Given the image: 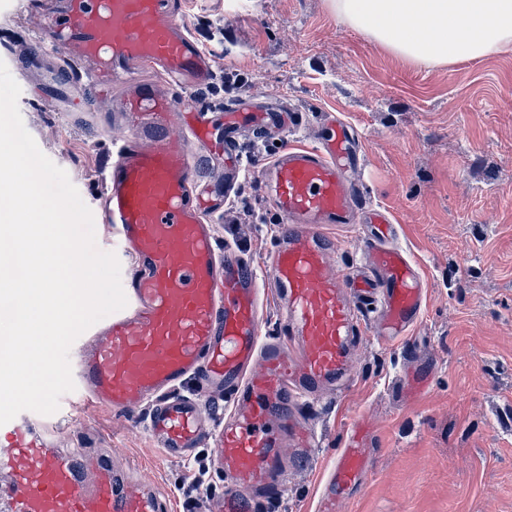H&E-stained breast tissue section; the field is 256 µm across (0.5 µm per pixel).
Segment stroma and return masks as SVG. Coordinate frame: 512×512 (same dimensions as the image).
I'll use <instances>...</instances> for the list:
<instances>
[{
  "mask_svg": "<svg viewBox=\"0 0 512 512\" xmlns=\"http://www.w3.org/2000/svg\"><path fill=\"white\" fill-rule=\"evenodd\" d=\"M62 4L0 0V60L21 87L25 128L67 172L93 213L97 248L116 253L126 277L135 264L117 227L103 221L102 172L129 131L113 120L118 96H94L69 72L46 80L59 59L41 51L36 31ZM181 21L215 62L212 84L194 93L210 121L245 98L302 115L277 140L242 133L241 155L261 160L280 144L314 143L330 112L356 127L361 190L394 216L428 284L420 323L398 342L380 343L367 315L347 391L325 393L302 412L314 456L288 457V480L264 512H317L322 474L355 420L370 430L369 466L341 512H512V48L417 67L338 19L328 0H183ZM245 208L250 223H236ZM211 223L219 246L258 265L284 226L255 170L236 178ZM416 360L427 387L409 394ZM149 410L113 412L77 389L55 414L25 417L54 447L108 454L155 484L163 512H182L189 501L210 512L224 494L211 440L190 459L164 458L148 433Z\"/></svg>",
  "mask_w": 512,
  "mask_h": 512,
  "instance_id": "stroma-1",
  "label": "stroma"
}]
</instances>
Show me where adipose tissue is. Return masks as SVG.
Segmentation results:
<instances>
[{
  "label": "adipose tissue",
  "instance_id": "1",
  "mask_svg": "<svg viewBox=\"0 0 512 512\" xmlns=\"http://www.w3.org/2000/svg\"><path fill=\"white\" fill-rule=\"evenodd\" d=\"M329 6L414 65L481 60L512 47V0H329Z\"/></svg>",
  "mask_w": 512,
  "mask_h": 512
}]
</instances>
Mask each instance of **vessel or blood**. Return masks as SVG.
<instances>
[{
  "instance_id": "obj_1",
  "label": "vessel or blood",
  "mask_w": 512,
  "mask_h": 512,
  "mask_svg": "<svg viewBox=\"0 0 512 512\" xmlns=\"http://www.w3.org/2000/svg\"><path fill=\"white\" fill-rule=\"evenodd\" d=\"M180 0H68L66 13L39 31L41 43L67 60L91 64L90 84L119 89L121 121L132 137L120 145L105 177L104 221L117 225L138 271L126 284L127 309L97 329L74 375L95 403L120 412L152 402L148 430L167 458L185 459L212 437L224 472L217 512H256L288 477L283 454L309 456L316 445L298 420L297 403L351 381L353 355L376 313L385 341L420 321L427 284L398 243L388 212L368 203L351 171L361 163L359 134L330 118L316 144L288 146L259 174L286 229L267 270L233 249L218 251L205 212L224 207L204 192L193 145L212 143L193 90L210 85L214 61L179 22ZM183 88L174 98L157 75ZM187 115L180 135L168 134L174 113ZM288 108L253 111L237 103L224 114V147L243 131L294 128ZM360 227L364 265L337 271L332 226ZM269 278L282 305L280 336L261 340ZM237 395L230 419L210 433L198 398L176 394L189 378ZM367 430L351 436L323 476L318 512H336L368 467ZM84 479L71 453L17 417L0 426V471L10 483V512H162L142 480L92 459Z\"/></svg>"
}]
</instances>
